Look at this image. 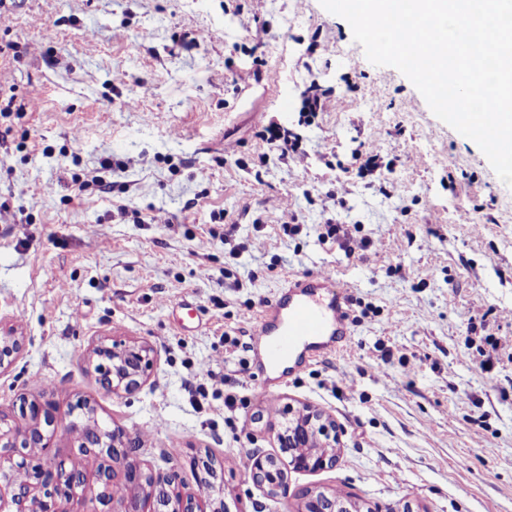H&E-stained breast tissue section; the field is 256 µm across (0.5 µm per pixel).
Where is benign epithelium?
<instances>
[{"instance_id": "obj_1", "label": "benign epithelium", "mask_w": 512, "mask_h": 512, "mask_svg": "<svg viewBox=\"0 0 512 512\" xmlns=\"http://www.w3.org/2000/svg\"><path fill=\"white\" fill-rule=\"evenodd\" d=\"M21 349L17 336H0V369L12 362ZM94 354L99 359L98 370L108 391L119 395L138 388L153 366L154 348L147 342L131 345H98ZM50 401L23 402L21 418L32 423L27 430L0 415V503L4 494L20 506L31 500L36 512H63L61 504L84 492L85 475L63 459L51 453L58 428ZM288 422L276 439L283 455L252 458L250 476L270 496L280 494L290 471H317L335 459L336 425L319 410L307 406L288 410ZM64 429L78 435L74 448L82 456L101 460L97 475L95 499L111 506L108 512H139L137 503L151 504L150 512H228L224 500V479L218 474L211 458L196 456L193 468L201 473L203 495L194 499L184 496L176 475H161L142 469L130 461L131 449L125 446L126 432L115 426L97 438L85 439L84 427L72 421ZM27 472L22 481L10 478V473ZM123 487L132 490L129 496L109 495V489ZM300 512H359L350 502H337L323 491L311 494Z\"/></svg>"}]
</instances>
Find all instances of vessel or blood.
Here are the masks:
<instances>
[{
	"instance_id": "1",
	"label": "vessel or blood",
	"mask_w": 512,
	"mask_h": 512,
	"mask_svg": "<svg viewBox=\"0 0 512 512\" xmlns=\"http://www.w3.org/2000/svg\"><path fill=\"white\" fill-rule=\"evenodd\" d=\"M285 291L265 309L250 348L260 365L307 364L336 351L349 333L348 296L327 273H288Z\"/></svg>"
}]
</instances>
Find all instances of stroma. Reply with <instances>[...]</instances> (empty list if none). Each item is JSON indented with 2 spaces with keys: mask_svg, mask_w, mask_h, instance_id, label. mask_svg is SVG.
I'll list each match as a JSON object with an SVG mask.
<instances>
[{
  "mask_svg": "<svg viewBox=\"0 0 512 512\" xmlns=\"http://www.w3.org/2000/svg\"><path fill=\"white\" fill-rule=\"evenodd\" d=\"M0 79L27 106L0 117V336L25 339L0 414L46 397L66 423L88 401L186 494L213 455L231 512L336 490L363 512H512V188L346 20L320 0H0ZM313 84L329 105L308 123ZM365 144L381 169L362 177ZM329 220L369 249L321 239ZM289 271L346 287L350 337L271 387L224 339ZM130 341L156 362L115 395L92 350ZM211 373L245 378L235 411L195 402ZM289 405L325 412L339 448L271 497L250 459L278 453ZM260 135L267 144L280 153V156H287L296 150V143L289 141L288 133L281 131L278 127L266 126Z\"/></svg>",
  "mask_w": 512,
  "mask_h": 512,
  "instance_id": "1",
  "label": "stroma"
}]
</instances>
